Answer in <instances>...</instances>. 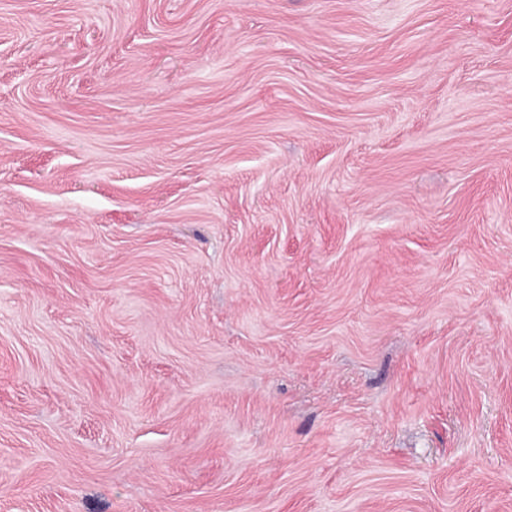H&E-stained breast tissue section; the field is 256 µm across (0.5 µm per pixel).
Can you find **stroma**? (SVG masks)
<instances>
[{"mask_svg":"<svg viewBox=\"0 0 512 512\" xmlns=\"http://www.w3.org/2000/svg\"><path fill=\"white\" fill-rule=\"evenodd\" d=\"M0 512H512V0H0Z\"/></svg>","mask_w":512,"mask_h":512,"instance_id":"obj_1","label":"stroma"}]
</instances>
